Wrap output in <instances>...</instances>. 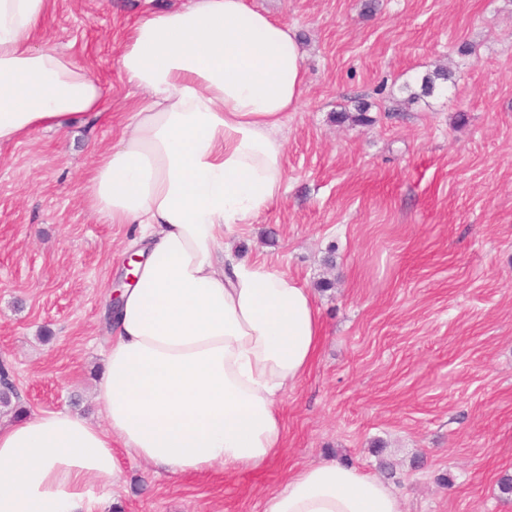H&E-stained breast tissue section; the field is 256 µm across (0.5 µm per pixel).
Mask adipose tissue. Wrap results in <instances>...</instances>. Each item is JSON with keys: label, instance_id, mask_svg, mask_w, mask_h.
<instances>
[{"label": "adipose tissue", "instance_id": "adipose-tissue-1", "mask_svg": "<svg viewBox=\"0 0 512 512\" xmlns=\"http://www.w3.org/2000/svg\"><path fill=\"white\" fill-rule=\"evenodd\" d=\"M50 0H0V146L102 114L91 69L39 37ZM142 94L85 186L106 224L140 227L133 286L112 318L96 387L106 423L70 411L0 425V512H92L117 486L120 443L179 479L275 461L278 397L322 337L307 289L234 257V225L278 199L279 131L303 92L299 41L248 0H186L129 31L116 60ZM263 512H402L382 480L321 462L268 494Z\"/></svg>", "mask_w": 512, "mask_h": 512}]
</instances>
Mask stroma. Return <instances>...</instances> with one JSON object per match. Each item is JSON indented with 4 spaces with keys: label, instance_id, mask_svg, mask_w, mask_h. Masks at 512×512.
<instances>
[{
    "label": "stroma",
    "instance_id": "1",
    "mask_svg": "<svg viewBox=\"0 0 512 512\" xmlns=\"http://www.w3.org/2000/svg\"><path fill=\"white\" fill-rule=\"evenodd\" d=\"M180 0H55L44 40L87 64L103 115L0 149V363L18 414L103 423L96 384L133 229L83 187L138 91L129 27ZM292 26L305 85L281 136L280 198L227 239L311 291L322 343L279 398L286 446L261 469L175 480L116 448L94 512H262L307 465L382 475L403 512H512V0H250ZM438 68L452 81L421 92ZM368 106L369 123L337 112Z\"/></svg>",
    "mask_w": 512,
    "mask_h": 512
}]
</instances>
